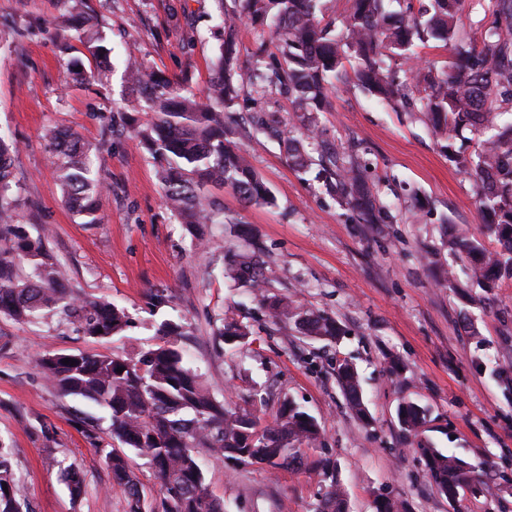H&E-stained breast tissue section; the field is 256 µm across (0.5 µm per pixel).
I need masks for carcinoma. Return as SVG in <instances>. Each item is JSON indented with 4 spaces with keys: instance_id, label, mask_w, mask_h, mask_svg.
Returning <instances> with one entry per match:
<instances>
[{
    "instance_id": "cac0c4a2",
    "label": "carcinoma",
    "mask_w": 512,
    "mask_h": 512,
    "mask_svg": "<svg viewBox=\"0 0 512 512\" xmlns=\"http://www.w3.org/2000/svg\"><path fill=\"white\" fill-rule=\"evenodd\" d=\"M341 20L326 19V0H233L224 9L222 42L210 60L211 78L203 97L177 83L147 74L130 55L125 62L128 84L140 96L128 101L130 112H148L151 122L141 131L145 148L166 162L159 174L166 204L186 224H222L224 207L205 194L209 186L232 190L246 205L273 203L272 192L244 153L230 139L228 119L249 84L257 96L277 91L288 96L293 116L288 124L258 130L272 133L284 145L288 161L299 170L318 166L317 177L334 180L336 194L361 224L387 218L379 186L367 179L353 152L326 150L312 157L307 145L318 138L313 115L330 107L336 81H349L381 102L416 114L430 132L446 142L448 161L473 178L476 204L483 217L482 237L457 228L448 237V253L469 262L468 280L489 292L497 282L512 278V0H483L481 41L465 38L461 17L465 0H405L400 11L389 0H346ZM60 37L74 30L88 39L97 57L112 49L102 45L87 0H67ZM270 29L271 41L251 52V64L239 66L238 28L242 20ZM433 43L451 50L443 67L410 68L418 45ZM468 131L477 147L468 153L454 140ZM49 141L62 156L58 184L65 203L97 222L101 185L89 162V147L68 131L53 130ZM14 146L0 138V314L18 322L35 319L46 310L61 308L76 319L83 335L123 339L130 323L125 309L103 301L77 302L64 288L66 271L45 247V236L32 238L16 224L6 192L14 181ZM497 243L489 250L483 238ZM34 263L35 274L22 278L18 262ZM231 273L250 283L263 296L268 281L263 264L254 256L232 260ZM272 319L293 322L308 336L337 338L341 328L320 312H302L289 302L268 305ZM160 342L137 353H60L46 351L36 358L42 375L58 391L80 397L111 412L112 441L120 448L96 447L122 491L129 512H144V485L132 471L126 450L146 460L160 484L161 497L150 512H224L205 485L199 463L203 452L271 468L303 459L304 447L321 443L322 427L294 401H283L271 422L248 409H229L218 400L200 374L187 366L178 337L184 326L160 324ZM220 336L233 344L248 336L235 319L224 320ZM69 363H63V360ZM123 372L118 373L116 369ZM337 377L349 407L366 416L357 373L343 363ZM426 410L414 402L402 404V430L418 434ZM416 452L440 495L450 502L461 492L476 496L485 489L486 467L443 452L422 441ZM69 492H82L84 479L73 465L51 462ZM328 484L319 492L314 512H341L344 491L336 468L320 459ZM24 491L14 477L10 449L0 439V512H25Z\"/></svg>"
}]
</instances>
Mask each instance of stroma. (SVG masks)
Returning a JSON list of instances; mask_svg holds the SVG:
<instances>
[{
    "label": "stroma",
    "mask_w": 512,
    "mask_h": 512,
    "mask_svg": "<svg viewBox=\"0 0 512 512\" xmlns=\"http://www.w3.org/2000/svg\"><path fill=\"white\" fill-rule=\"evenodd\" d=\"M111 65L97 69L85 41L55 35L64 0H0V137L15 144L16 220L29 236L50 228L48 250L82 299L124 307L131 323L121 352L156 343L158 326L182 323L188 364L218 399L247 408L266 399L273 419L293 399L323 429L302 465L273 470L202 455L209 492L224 512H313L322 487L319 459H331L346 512H376L381 497L407 512H512V279L492 292L448 285L451 217L479 233L469 176L452 166L418 121L362 90L336 83L329 111L316 121L326 143L358 144L367 177L388 206L381 224L357 223L314 173L295 170L279 143L255 133L250 113L235 114L234 141L275 198L246 205L230 189L209 194L224 221L193 230L163 200L159 163L123 117L131 90L123 52L151 72L202 94L220 43L216 0H89ZM89 73L88 83L74 79ZM76 134L104 188L97 223L71 211L56 183L50 129ZM263 250L265 296L284 298L334 318L335 342L273 321L246 284L232 280L224 257ZM247 326L243 342L225 344V315ZM111 342L84 336L52 312L19 323L0 315V439L32 512H128L97 445L112 441L108 414L53 388L36 367L47 349L97 354ZM361 380L367 419L349 409L336 378L341 362ZM429 415L420 440L466 461L491 462L480 496H441L397 418L405 402ZM84 478L71 496L47 456Z\"/></svg>",
    "instance_id": "stroma-1"
}]
</instances>
